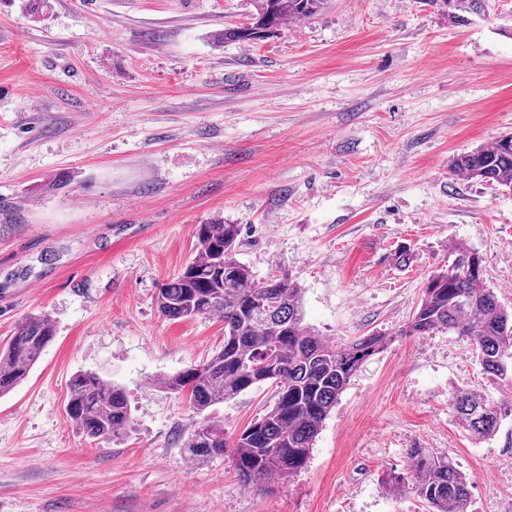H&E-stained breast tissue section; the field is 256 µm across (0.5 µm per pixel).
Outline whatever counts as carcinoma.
I'll return each instance as SVG.
<instances>
[{"mask_svg": "<svg viewBox=\"0 0 512 512\" xmlns=\"http://www.w3.org/2000/svg\"><path fill=\"white\" fill-rule=\"evenodd\" d=\"M247 26L224 29L222 42L262 40L288 21L319 15L327 0H250ZM482 0H452L456 11L478 13ZM452 171L466 180L512 189V134L455 157ZM197 251L177 276L155 296L158 311L170 320H224V345L200 365L159 381L173 392H188L203 420L191 433L186 450L205 459L230 453L232 466L246 487L274 490L303 470L316 437L362 362L391 341L383 334L359 337L343 345L325 342L305 323L303 288L281 271L264 281L236 258L240 225L214 220L196 227ZM453 260L432 272L423 296L401 336L453 332L472 341L488 380L512 387V308L502 306L485 285L480 253L464 244L452 249ZM56 326L46 315H31L0 348V397L25 380ZM274 387V402L231 442L208 410L252 387ZM67 411L90 439H111L131 429L134 419L124 389L96 373L79 371L68 382ZM451 405L459 425L479 439L498 430L507 407L479 389L453 393ZM409 476L393 477L423 501L431 512H468L471 491L466 476L447 455L425 448L409 450Z\"/></svg>", "mask_w": 512, "mask_h": 512, "instance_id": "cac0c4a2", "label": "carcinoma"}]
</instances>
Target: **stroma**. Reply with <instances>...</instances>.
<instances>
[{
    "label": "stroma",
    "instance_id": "obj_1",
    "mask_svg": "<svg viewBox=\"0 0 512 512\" xmlns=\"http://www.w3.org/2000/svg\"><path fill=\"white\" fill-rule=\"evenodd\" d=\"M24 4L0 0V344L31 314L57 334L0 398V512H429L390 483L413 448L454 459L470 512H512V414L479 440L450 404L458 388L508 404L512 390L487 382L469 339L401 333L458 243L512 307V191L450 170L512 134V0L460 21L435 0H328L254 43L219 40L248 0ZM218 218L240 225L257 279H297L326 342L392 338L272 494L228 456H189L199 418L158 385L224 343L219 318L155 305ZM80 370L124 387L131 430L76 429ZM272 402L255 387L209 415L231 440Z\"/></svg>",
    "mask_w": 512,
    "mask_h": 512
}]
</instances>
